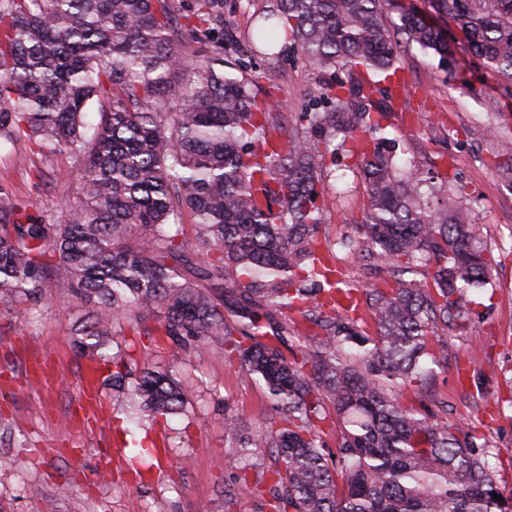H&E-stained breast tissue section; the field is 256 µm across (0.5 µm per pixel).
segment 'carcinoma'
<instances>
[{
	"label": "carcinoma",
	"instance_id": "obj_1",
	"mask_svg": "<svg viewBox=\"0 0 512 512\" xmlns=\"http://www.w3.org/2000/svg\"><path fill=\"white\" fill-rule=\"evenodd\" d=\"M393 5L266 0L253 14L250 56L272 62L287 44L313 69L347 73L321 97L349 123L348 148L313 138L326 123L314 105L290 118L259 101L258 76L224 46L220 0H0V144L21 166L81 161L80 195L56 218L0 187V302L23 318L55 297L86 308L72 344L112 365V393L139 424L184 413L190 398L173 367H128L125 328L166 337L175 364L220 350L280 419L247 434L227 421L254 463L224 495L262 496L266 484L270 512H512L490 442L424 409L448 365L439 330L464 319L493 266L457 184L431 158L402 163L386 146L393 89L408 91L393 39L442 61L450 51L415 14L388 25ZM436 6L484 66L512 78V0ZM185 33L213 50L188 60ZM337 157L368 195L358 258L393 279L367 293L373 333L358 303H332L355 294L319 238L329 200L349 193L330 183L344 179ZM268 452L273 470L261 467Z\"/></svg>",
	"mask_w": 512,
	"mask_h": 512
}]
</instances>
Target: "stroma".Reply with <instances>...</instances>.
<instances>
[{
  "label": "stroma",
  "mask_w": 512,
  "mask_h": 512,
  "mask_svg": "<svg viewBox=\"0 0 512 512\" xmlns=\"http://www.w3.org/2000/svg\"><path fill=\"white\" fill-rule=\"evenodd\" d=\"M263 3L224 0V33L238 50L246 49L250 17ZM450 50L443 62L404 49L407 106L420 129L400 149L409 157L441 154L453 164L495 271L491 291L470 296V334L448 329L450 362L436 375L437 398L427 407L488 438L499 450L491 464L510 490L512 407L497 404L493 393L512 377V181L496 168L512 158V80L480 65L466 45L453 42ZM257 68L267 74L265 88L291 112L343 78L338 70L312 69L291 48L278 62ZM475 126L493 133L473 139ZM43 166L38 157L32 166L17 165L12 148L0 147V184L30 213L56 216L66 195L53 175L34 177ZM366 203L364 188H357L348 205L328 214L322 235H356ZM79 314L55 301L23 320L0 303V512H43L49 499L58 512H196L204 499L213 512H260L258 500L230 501L223 489L238 473L226 422L237 419L246 433L265 425L274 411L263 387L211 350L191 355L182 369L191 399L187 415L139 430L116 412L105 384L96 419L84 421L79 392L85 361L71 342ZM117 440L148 448L147 464L137 472L126 458H111V481L98 482V465L111 457Z\"/></svg>",
  "instance_id": "obj_1"
}]
</instances>
